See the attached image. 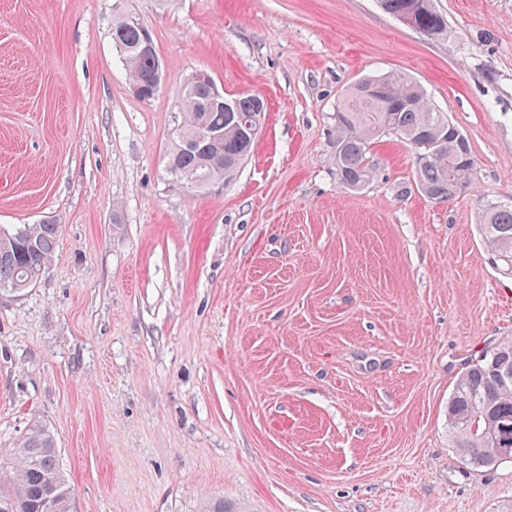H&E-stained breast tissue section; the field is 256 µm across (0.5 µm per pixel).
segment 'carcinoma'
Instances as JSON below:
<instances>
[{
    "instance_id": "carcinoma-1",
    "label": "carcinoma",
    "mask_w": 512,
    "mask_h": 512,
    "mask_svg": "<svg viewBox=\"0 0 512 512\" xmlns=\"http://www.w3.org/2000/svg\"><path fill=\"white\" fill-rule=\"evenodd\" d=\"M396 18L414 17L418 32L434 37L447 29L444 16L431 0H380ZM152 34L141 15L121 14L112 26V43L127 72L128 82L151 80L158 54L144 50ZM181 122L169 158L177 175L205 190L231 179L254 141L243 133L244 118L262 119L266 112L259 95L226 97L229 108L206 105L201 87L179 89ZM333 156L336 180L358 189L373 177L368 153L385 132L399 136L413 150V183L428 199L445 203L471 188L476 159L466 136L437 110L425 90L401 72H388L350 85L336 105ZM204 128L224 133V164L209 163L204 153L189 147ZM480 230L484 244L506 270L512 271V203L487 200ZM60 225L49 221L0 228V293L23 294L39 282L53 262ZM512 367V341L486 348L459 376L448 399V428L456 452L476 467L505 462L500 448H512V383L500 385L494 370ZM73 490L60 463L57 442L42 425L28 430L11 457L9 474H0V512H72Z\"/></svg>"
}]
</instances>
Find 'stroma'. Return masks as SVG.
Masks as SVG:
<instances>
[{"instance_id": "35a3bbf8", "label": "stroma", "mask_w": 512, "mask_h": 512, "mask_svg": "<svg viewBox=\"0 0 512 512\" xmlns=\"http://www.w3.org/2000/svg\"><path fill=\"white\" fill-rule=\"evenodd\" d=\"M429 38L378 0H0V225L61 226L48 271L0 294V448L45 424L74 512H512V462L452 447L471 356L512 340V273L480 238L512 201V0H432ZM163 80L129 91L118 11ZM268 112L237 175L166 171L194 71ZM398 71L468 138L473 187L420 193L411 148L336 180L346 87Z\"/></svg>"}]
</instances>
